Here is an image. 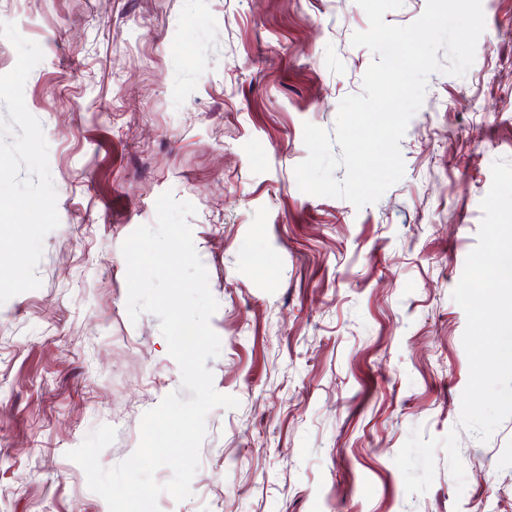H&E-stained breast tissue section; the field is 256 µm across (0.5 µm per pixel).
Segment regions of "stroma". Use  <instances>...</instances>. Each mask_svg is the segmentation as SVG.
<instances>
[{
    "mask_svg": "<svg viewBox=\"0 0 512 512\" xmlns=\"http://www.w3.org/2000/svg\"><path fill=\"white\" fill-rule=\"evenodd\" d=\"M464 77L430 75L376 203L300 191L304 123L334 130L373 60L356 0H0L40 44L25 104L44 128L59 226L42 285L0 305V512H109L67 451L190 399L150 313H127L123 241L165 191L192 202L219 303L218 393L191 498L160 512H512V418L458 429L469 377L452 297L495 160L512 162V0H482ZM250 254L242 262L241 254ZM459 432L457 489L437 450L408 495L394 458L414 428Z\"/></svg>",
    "mask_w": 512,
    "mask_h": 512,
    "instance_id": "obj_1",
    "label": "stroma"
}]
</instances>
